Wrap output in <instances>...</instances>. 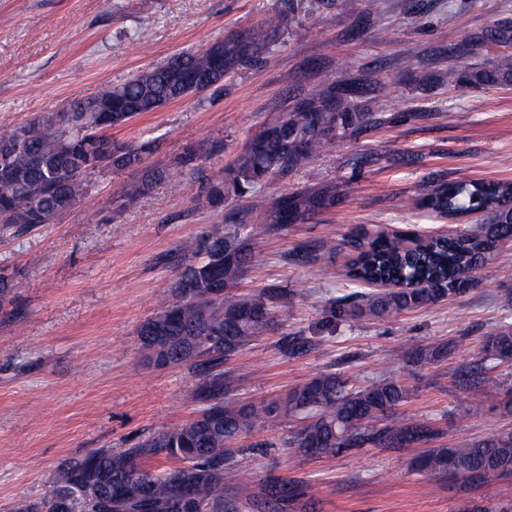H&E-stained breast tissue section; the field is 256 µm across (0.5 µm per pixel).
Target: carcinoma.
Returning a JSON list of instances; mask_svg holds the SVG:
<instances>
[{
    "label": "carcinoma",
    "instance_id": "1",
    "mask_svg": "<svg viewBox=\"0 0 512 512\" xmlns=\"http://www.w3.org/2000/svg\"><path fill=\"white\" fill-rule=\"evenodd\" d=\"M270 33L266 23L219 38L220 73L210 54L192 51L73 102L63 118L58 112L42 114L0 132V231L53 223L84 200L100 174L138 173L137 180L117 191L118 208L160 186L178 191L181 178L197 170L199 160L221 145L190 142L166 165L148 167L144 160L158 149L156 140L114 141L111 135L98 133L99 125H123L143 112H156L208 86L222 85L228 72L267 45ZM448 82L512 83V57L503 56L493 66L472 72L450 69ZM367 119L368 113L354 111L349 97L332 89L301 99L291 111L266 121L224 174L206 183L202 204L224 210L227 199L252 195L267 181L307 167L314 156ZM335 204L336 185L318 183L306 192L258 203L256 221L224 217L207 225L198 236L195 259L177 272L171 300L138 329L147 359L187 366L202 376L189 392L190 399L203 406L202 412L179 427L151 433L130 448H100L63 461L44 494L18 501L13 512H187L183 499L189 490L204 512H232L243 501L262 512H291L299 497L293 480L274 479L257 494L237 482L229 463V445L259 421L301 420L283 444L309 457L337 456L366 444L401 447L428 441L433 430L427 421L403 423L394 417L410 394L394 377L352 390L341 376L325 373L272 404L224 401L234 383L233 375L224 371V360L271 329L276 304L284 296L279 288L235 291L238 281L255 270V226L279 233ZM414 205L438 218L487 210L490 222L433 238L422 249L388 227L364 238L347 272L349 287L376 281H390L396 287L357 292L337 305L338 315L385 319L463 294L475 285L476 271L512 244V184L424 182ZM19 287L16 273L0 270V308L13 303ZM466 350L462 341L441 343L418 349L415 357L438 362ZM480 354L484 360L512 358V324L487 336ZM162 458L179 466L163 472L147 466ZM417 468L484 483L511 477L512 429L434 448ZM455 512H512V502L487 510L463 500Z\"/></svg>",
    "mask_w": 512,
    "mask_h": 512
}]
</instances>
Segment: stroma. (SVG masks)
Returning <instances> with one entry per match:
<instances>
[{
	"mask_svg": "<svg viewBox=\"0 0 512 512\" xmlns=\"http://www.w3.org/2000/svg\"><path fill=\"white\" fill-rule=\"evenodd\" d=\"M269 17L279 25L265 49L220 89L112 128L117 141L156 139L153 165L189 142L223 141L179 193L159 189L120 211L113 190L137 175L106 174L54 223L0 233V268L21 283L14 312H0V512L40 497L63 460L128 448L198 415L187 397L198 376L148 362L136 330L168 296L203 228L221 218L200 203L207 180L265 120L332 86L361 87L351 104L369 118L308 169L262 187L272 198L332 181L339 200L286 231L257 233L262 275L244 276L237 289L280 288L286 297L272 329L225 361L236 376L229 397L269 403L322 372L353 388L392 376L411 390L401 416L426 419L434 434L425 445L318 459L281 447L289 424L260 423L235 441L233 462L256 492L274 478L299 481L303 512H453L464 499L512 501V478L471 485L414 468L426 448L512 428L499 408L512 359L478 355L489 334L512 324V280L500 272L512 267V245L477 270L465 294L383 320L334 313L349 291L356 232L444 229L411 207L419 181L512 182V84L459 87L446 77L512 54V37H503L512 34V0H0V131ZM307 244L330 258L334 281L297 261ZM460 339L469 353L410 357ZM292 341L299 350H289ZM480 362L499 384L476 392L463 378Z\"/></svg>",
	"mask_w": 512,
	"mask_h": 512,
	"instance_id": "1",
	"label": "stroma"
}]
</instances>
